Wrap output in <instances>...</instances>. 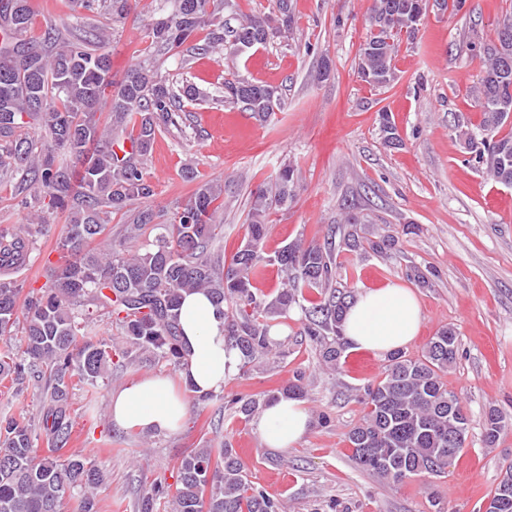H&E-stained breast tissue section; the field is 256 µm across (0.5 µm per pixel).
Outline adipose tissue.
<instances>
[{"label":"adipose tissue","mask_w":512,"mask_h":512,"mask_svg":"<svg viewBox=\"0 0 512 512\" xmlns=\"http://www.w3.org/2000/svg\"><path fill=\"white\" fill-rule=\"evenodd\" d=\"M186 363L180 371L182 387L167 378L148 375L115 393L113 420L130 429L156 433L175 431L187 414V394H216L238 371L242 358L226 336L224 314L202 292L185 294L178 316ZM422 312L409 289L387 284L358 294L347 309L343 334L356 348L385 356L409 344L417 335ZM264 447L279 451L297 445L310 427L303 404L282 398L256 418Z\"/></svg>","instance_id":"ef3b65f1"}]
</instances>
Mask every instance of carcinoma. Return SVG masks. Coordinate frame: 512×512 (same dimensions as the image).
<instances>
[{
    "label": "carcinoma",
    "instance_id": "obj_1",
    "mask_svg": "<svg viewBox=\"0 0 512 512\" xmlns=\"http://www.w3.org/2000/svg\"><path fill=\"white\" fill-rule=\"evenodd\" d=\"M77 35L49 26L38 41L28 38L29 0H0V168L19 175L12 195L33 209V221L46 223L36 186L49 195L47 208L67 214L59 243V264L49 269L38 289L24 291L14 278L34 261L36 241L29 227L0 228V340L22 325L24 345L0 348V381L14 391L40 386L44 398L38 421L0 420V512H62L65 500L81 497V512H97L95 490L104 482L87 456L65 454L73 439L69 400L77 386L94 387L112 367L135 363L149 354L179 368L186 360L180 341L178 310L185 292L204 291L224 310L227 336L242 356V367L276 349L285 353L288 337L274 331L288 325L295 307L305 317L299 335L319 351L330 368L344 351L342 322L354 290L338 284L336 251L364 244L375 253L395 250L391 234L363 239L360 220L330 228L321 243L295 242L273 256L262 245L273 211L295 196L297 170L283 165L274 183L253 192L244 245L231 260L220 242L224 225V185L218 179L197 182L189 199L167 224L157 223L151 208L128 209L148 199L154 187L148 172L157 136L180 127L185 103L197 101L194 85L174 86L140 51L141 59L122 80L112 81L110 32L90 26L92 18H126L130 0H73ZM419 0H375L373 16L358 53V74L374 88L396 79L395 59ZM273 13L245 14L236 0H172L169 12L152 18L147 37L160 55H205L222 47L231 52L293 38L296 22L286 11L277 26ZM206 32L203 43L194 42ZM484 60L472 95L482 120L478 131L463 132L474 161L486 176L512 185V130L501 133L512 116V15L503 19L497 41L472 44ZM218 102L241 106L263 124L280 104L276 87L235 79L224 83ZM36 127L38 139L23 130ZM385 142L399 137L391 114L380 113ZM490 135L489 140L482 139ZM125 218L123 233L112 237V215ZM160 233L154 237L147 233ZM264 266H275L283 287L268 295L256 286ZM118 325L125 346L92 337L95 314ZM458 355V339L443 328L422 354L398 350L388 356L382 379L365 389L368 411L347 437L361 468L393 482L412 476L447 474L449 437L467 438L470 418L448 419V402L461 406L442 374ZM306 394L305 374L292 382L252 395H228L225 406L250 417L281 397ZM512 417L496 408L485 413L483 442L493 446ZM49 444L38 447L40 439ZM495 501L507 500L512 512V467L495 489ZM169 499L173 512H283L282 501L255 485L236 451L198 448L177 463L174 484L146 493L142 512L154 500Z\"/></svg>",
    "mask_w": 512,
    "mask_h": 512
}]
</instances>
